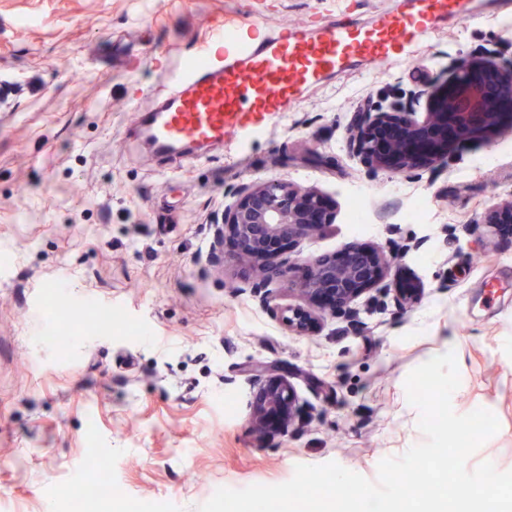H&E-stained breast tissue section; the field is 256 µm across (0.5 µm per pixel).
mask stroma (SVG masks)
<instances>
[{
	"instance_id": "stroma-1",
	"label": "stroma",
	"mask_w": 512,
	"mask_h": 512,
	"mask_svg": "<svg viewBox=\"0 0 512 512\" xmlns=\"http://www.w3.org/2000/svg\"><path fill=\"white\" fill-rule=\"evenodd\" d=\"M461 4L470 18L439 20L422 59L322 75L249 161L213 147L170 163L123 135L128 87L151 91L160 59L190 60L216 22L261 34L347 6L365 27L391 0H0V512H69L92 459L114 488L96 512H197L218 488L330 461L376 480L425 440L408 374L450 350L454 411L500 424L467 469L512 470V224L484 225L512 199V127L450 144L437 168L375 170L348 149L355 113L383 95L433 88L460 59H512V6ZM270 178L320 193L336 222L280 253L286 278L246 288L253 260L215 236L233 190ZM417 198L425 219L403 221ZM358 199L369 223L350 221ZM408 238L424 242L396 261L420 289L412 305H377L371 289L354 327L296 291L317 256ZM90 303L119 314L110 334L66 330L60 309ZM290 308L312 314L305 333L287 329ZM255 363L287 376L303 424L255 426Z\"/></svg>"
}]
</instances>
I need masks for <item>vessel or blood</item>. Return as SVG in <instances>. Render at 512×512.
Here are the masks:
<instances>
[{"label":"vessel or blood","instance_id":"1","mask_svg":"<svg viewBox=\"0 0 512 512\" xmlns=\"http://www.w3.org/2000/svg\"><path fill=\"white\" fill-rule=\"evenodd\" d=\"M461 12L460 0H417L411 11L393 9L369 28L345 17L319 26L279 31L256 39L249 27H213L194 49L195 62L163 66L157 93L139 111L134 133L163 159L213 145L246 154L267 133L299 87L350 58L399 65L417 58L441 15Z\"/></svg>","mask_w":512,"mask_h":512}]
</instances>
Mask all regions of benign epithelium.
I'll return each instance as SVG.
<instances>
[{
    "instance_id": "obj_1",
    "label": "benign epithelium",
    "mask_w": 512,
    "mask_h": 512,
    "mask_svg": "<svg viewBox=\"0 0 512 512\" xmlns=\"http://www.w3.org/2000/svg\"><path fill=\"white\" fill-rule=\"evenodd\" d=\"M427 111L393 105L389 111L360 112L352 125L349 148L376 170L437 168L448 161V135L462 141L476 132H489L507 122L512 125V72L496 70L494 62L471 64L448 78L440 89L427 93ZM402 119L393 120V113ZM335 223L322 196L283 180L254 181L242 187L224 208L219 239L232 238L238 254L259 262L256 276L265 280L284 277L287 270L272 264L268 244L290 245ZM486 223H512V200L491 212ZM394 260L377 248H349L310 263V272L298 292L319 299L333 297L329 309L357 321L351 303L362 293L379 288L392 272ZM311 315L295 310L286 326L302 332ZM285 378L260 387L251 402L252 418L261 425L266 413H284V425L294 423L300 407Z\"/></svg>"
}]
</instances>
